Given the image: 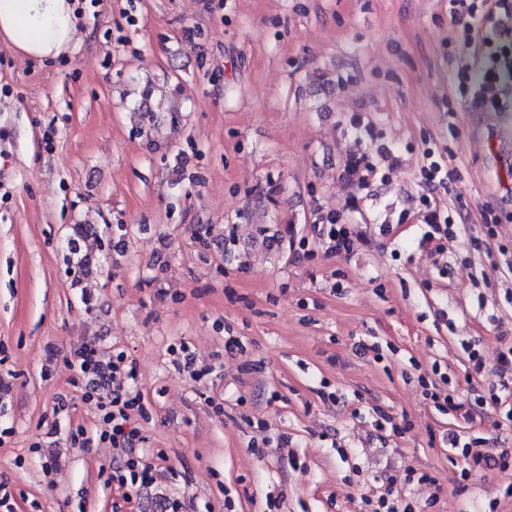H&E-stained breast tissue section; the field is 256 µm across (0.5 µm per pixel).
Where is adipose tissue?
<instances>
[{
  "instance_id": "adipose-tissue-1",
  "label": "adipose tissue",
  "mask_w": 512,
  "mask_h": 512,
  "mask_svg": "<svg viewBox=\"0 0 512 512\" xmlns=\"http://www.w3.org/2000/svg\"><path fill=\"white\" fill-rule=\"evenodd\" d=\"M79 19L76 0H0V43L49 64L71 51Z\"/></svg>"
}]
</instances>
